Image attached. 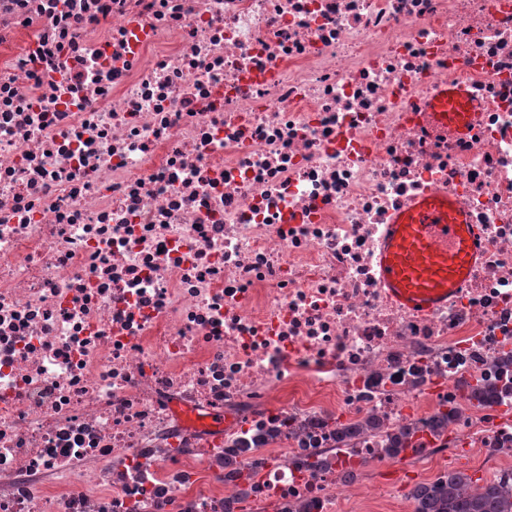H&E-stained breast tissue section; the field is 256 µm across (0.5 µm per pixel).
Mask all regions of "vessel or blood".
<instances>
[{
	"instance_id": "b4317fda",
	"label": "vessel or blood",
	"mask_w": 512,
	"mask_h": 512,
	"mask_svg": "<svg viewBox=\"0 0 512 512\" xmlns=\"http://www.w3.org/2000/svg\"><path fill=\"white\" fill-rule=\"evenodd\" d=\"M448 111L438 113L442 123L464 125L461 107L468 98L463 86L446 84L438 92ZM458 207L443 195L414 203L390 225L381 255L385 284L413 307L430 308L445 289L458 286L475 257L471 234L458 221Z\"/></svg>"
}]
</instances>
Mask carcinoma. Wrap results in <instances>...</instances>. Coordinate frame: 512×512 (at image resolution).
Returning <instances> with one entry per match:
<instances>
[{
  "label": "carcinoma",
  "mask_w": 512,
  "mask_h": 512,
  "mask_svg": "<svg viewBox=\"0 0 512 512\" xmlns=\"http://www.w3.org/2000/svg\"><path fill=\"white\" fill-rule=\"evenodd\" d=\"M377 426V420L369 417L352 427L339 424L337 429L359 436ZM418 433L414 427L399 430L390 437L385 454L398 455L412 445ZM411 499L414 512H512V472L482 482L462 470H450L430 486L415 487Z\"/></svg>",
  "instance_id": "carcinoma-1"
}]
</instances>
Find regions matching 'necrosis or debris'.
I'll return each instance as SVG.
<instances>
[{"label":"necrosis or debris","mask_w":512,"mask_h":512,"mask_svg":"<svg viewBox=\"0 0 512 512\" xmlns=\"http://www.w3.org/2000/svg\"><path fill=\"white\" fill-rule=\"evenodd\" d=\"M438 193L479 254L421 310L379 262ZM455 458L512 472V0H0V512H393L354 474ZM438 98L444 99V103L448 102L450 111L435 112L434 115L437 119L446 126H448V123H456L459 127L463 126L467 120L469 112H457L456 108L463 106L464 100L470 103L471 108L473 107V103H471L465 88L457 84H445L439 89Z\"/></svg>","instance_id":"1"}]
</instances>
